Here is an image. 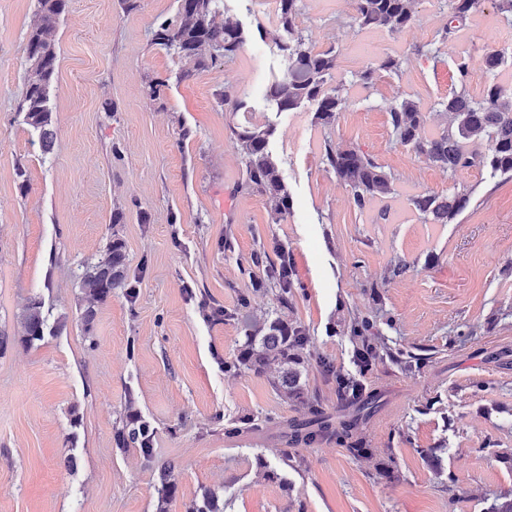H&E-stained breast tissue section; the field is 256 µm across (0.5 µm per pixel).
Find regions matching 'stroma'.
Wrapping results in <instances>:
<instances>
[{"label": "stroma", "mask_w": 512, "mask_h": 512, "mask_svg": "<svg viewBox=\"0 0 512 512\" xmlns=\"http://www.w3.org/2000/svg\"><path fill=\"white\" fill-rule=\"evenodd\" d=\"M302 5L300 26L336 48L346 85L328 128L310 105L280 112L265 97L285 67L267 34L276 0H230L226 19L251 38L195 77L189 60L151 42L176 0H68L46 155L18 110L35 0H0V332L21 336L18 315L33 297L49 323L42 341L0 353V512H157L161 462L175 465L169 512L209 493L224 512H489L512 499V179L461 174L468 208L426 223L412 198L447 194L453 182L396 144L387 122L391 104L413 96L431 114L426 134H437L436 103L457 63L468 61L479 96L483 55L512 53V20L478 0L465 35L438 42L448 0H416V22L397 33L359 29L351 0ZM385 56L403 60L402 75L358 80ZM156 79L167 86L153 101ZM227 86L242 109L218 102ZM232 123L272 130L293 200L281 223H270L265 196L235 190L243 164ZM329 146L375 155L396 176L393 195L356 210L325 169ZM116 239L126 285L94 307L88 336L79 275ZM281 246L296 273L284 304L277 289L256 287L262 271L250 264L255 253L276 262ZM400 260L406 272L391 276ZM355 313L389 320L390 352L365 378L384 394L366 440L386 476L333 439L284 446L268 423L303 408L271 374L224 368L251 320L299 322L311 335L308 393L335 413L343 403L322 365L355 372L344 333ZM399 350L423 355L420 368L404 371L390 357ZM134 417L154 433L153 461L116 444ZM231 427L242 436L232 445Z\"/></svg>", "instance_id": "stroma-1"}]
</instances>
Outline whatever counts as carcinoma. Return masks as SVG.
<instances>
[{
  "mask_svg": "<svg viewBox=\"0 0 512 512\" xmlns=\"http://www.w3.org/2000/svg\"><path fill=\"white\" fill-rule=\"evenodd\" d=\"M415 0H354L353 21L360 29L382 28L399 32L416 20ZM177 12L172 21L163 20L152 30V43L165 48L179 58L193 62L194 69L184 77L208 71L220 58H233L243 49L248 33L230 21L219 24L217 15L225 12L224 0H177ZM301 0H278V12L272 40L287 59L286 74L271 82L266 89L267 100L277 111L294 110L304 104L314 106L316 123L329 127L336 122L346 105L343 88L333 84L337 68L335 48L320 50L312 34L299 28ZM477 0H450L447 21L437 31L439 40L452 36L467 20ZM67 0H36V8L27 35V57L31 67L20 107L24 121L39 131L43 152L53 148L56 131L52 125L49 93L57 69V46L54 33ZM504 53L489 52L483 57L485 72L493 80L477 99L470 96L469 65H456V84L448 96L438 101L439 114L447 118L436 135H424L430 113L420 103L404 97L389 107L388 123L395 141L424 155L434 165L448 172L453 190L446 195L422 193L412 198V204L423 218L432 224H447L469 204L470 193L457 182V176L474 168L487 169L490 175L512 176V90L504 89L494 77L511 65ZM403 61L386 56L376 66L360 74L364 83L372 80L377 70L402 72ZM230 139L242 158L243 178L238 185L267 197L272 203L270 217L274 224L292 210L293 202L284 183L278 159L268 149L271 130L260 126L228 125ZM325 164L329 173L348 189L354 206L360 210L367 204L389 197L394 191L395 175L385 169L377 158L356 147L325 149ZM127 257L122 243L109 244L101 260L84 266L80 288L91 303L104 304L112 298V289L122 288L126 280ZM294 264L288 250L280 248L279 262L267 270V281L279 289L278 298L288 303V293L294 283ZM46 317L41 301L32 298L23 313V334L18 342L29 347L44 338ZM346 333L355 348L354 361L362 373H367L380 351L375 344L381 335L377 320L355 314L346 326ZM308 330L298 322L276 319L257 323L249 329L246 341L236 360L226 368L246 369L264 374L276 365L279 375L273 380L281 397L307 410L308 417L292 423L287 438L293 442L313 444L334 438L351 445L356 456L369 460L372 449L367 447L366 425L382 406L383 394L368 389L357 378L348 381L343 390L345 406L333 418L324 413L318 403L310 400L303 381L306 372L301 351L309 344ZM121 445H138L143 458H154L153 433L150 426L138 419L119 430ZM174 464L159 468L162 496L159 512H167L168 501L175 496L172 481Z\"/></svg>",
  "mask_w": 512,
  "mask_h": 512,
  "instance_id": "carcinoma-1",
  "label": "carcinoma"
}]
</instances>
